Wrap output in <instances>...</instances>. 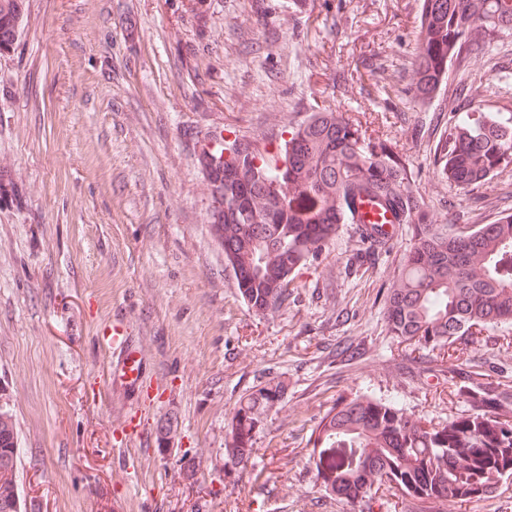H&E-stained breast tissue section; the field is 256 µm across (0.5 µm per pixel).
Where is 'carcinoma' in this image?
Returning <instances> with one entry per match:
<instances>
[{
  "label": "carcinoma",
  "mask_w": 512,
  "mask_h": 512,
  "mask_svg": "<svg viewBox=\"0 0 512 512\" xmlns=\"http://www.w3.org/2000/svg\"><path fill=\"white\" fill-rule=\"evenodd\" d=\"M421 32L407 93L433 98L448 78L453 52L482 51L475 33L512 32V0H420ZM22 0H0V51L17 34ZM466 109L450 133L442 173L473 189L512 163V113ZM211 187V229L224 247L244 301L257 313L288 300L290 276L317 261L347 223L357 200L370 197L400 224H412L413 244L399 279L387 289V323L395 336L431 351L448 347V378L459 367L456 343L485 327L512 320V212L491 224L452 234L428 220L385 148L361 144L358 129L339 112H315L284 145L282 165L266 162L252 143L236 139L202 150ZM381 227L360 234L366 239ZM284 394L279 382L255 387L230 425V452L252 453L263 412ZM481 412L446 425L415 419L367 395L343 400L321 420L313 442L316 476L332 495L373 499L389 482L418 506L470 500L512 475V394L491 383L468 392ZM15 421L0 425V512H20Z\"/></svg>",
  "instance_id": "carcinoma-1"
}]
</instances>
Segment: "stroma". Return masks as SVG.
I'll use <instances>...</instances> for the list:
<instances>
[{"instance_id":"1","label":"stroma","mask_w":512,"mask_h":512,"mask_svg":"<svg viewBox=\"0 0 512 512\" xmlns=\"http://www.w3.org/2000/svg\"><path fill=\"white\" fill-rule=\"evenodd\" d=\"M0 53V409L18 432L21 512H512V480L418 510L328 494L309 438L338 398L368 394L445 424L469 387L512 392V322L486 327L460 372L385 319L413 229L360 253L354 225L270 314L241 297L211 233L209 140L280 158L312 113H343L385 145L433 223L473 230L512 212V164L480 188L439 173L460 106L512 113V34L460 54L431 101L409 102L420 0H23ZM122 324L144 389L112 379L98 328ZM283 399L229 456L252 387ZM143 421L136 437L128 415Z\"/></svg>"}]
</instances>
